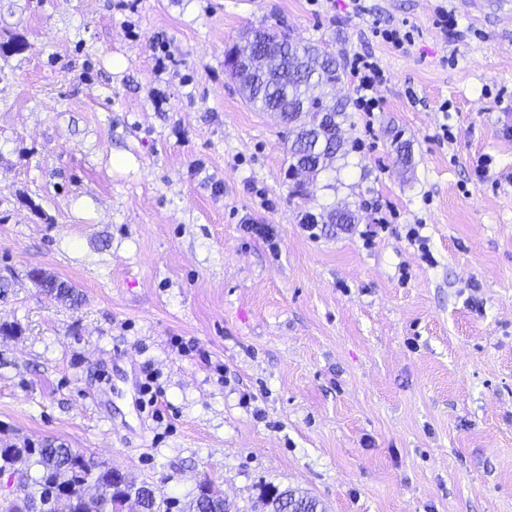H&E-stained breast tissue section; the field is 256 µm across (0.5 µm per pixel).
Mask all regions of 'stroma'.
Wrapping results in <instances>:
<instances>
[{"mask_svg":"<svg viewBox=\"0 0 512 512\" xmlns=\"http://www.w3.org/2000/svg\"><path fill=\"white\" fill-rule=\"evenodd\" d=\"M366 3L408 52L353 0H0V448L62 443L161 498L208 476L236 512L268 486L512 512V0ZM260 22L385 71L300 197L282 125L224 68ZM344 203L348 229L302 230ZM29 276L40 288L48 293H55L56 297L68 302L70 306L77 307L81 304L82 294L67 282L56 280L41 270H33Z\"/></svg>","mask_w":512,"mask_h":512,"instance_id":"obj_1","label":"stroma"}]
</instances>
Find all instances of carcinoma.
Segmentation results:
<instances>
[{
  "label": "carcinoma",
  "instance_id": "carcinoma-1",
  "mask_svg": "<svg viewBox=\"0 0 512 512\" xmlns=\"http://www.w3.org/2000/svg\"><path fill=\"white\" fill-rule=\"evenodd\" d=\"M264 24L251 26L243 36H254L259 47L255 55L263 58L259 69L241 84L247 103L263 112H276L284 126L288 142V174L306 170L315 179L336 170V161L346 158L349 150L342 137V125L350 118L349 103L336 98L333 89L344 76L336 53L323 44H303L294 40L288 28L280 29L281 39L264 42ZM355 216L347 206L333 207L316 224L347 226ZM30 278L43 290L77 307L82 294L72 285L56 280L43 271H31ZM38 466L32 478L33 492L23 503L3 500L0 512H30L34 494L49 503L56 496L57 478L76 487H95L91 497L79 496L66 506L67 512H229L224 492L211 479L199 483L190 499L177 497L157 500L152 486L137 476L115 473L63 444L45 443L27 449ZM266 512H318L319 502L305 492L277 487L269 489L262 500Z\"/></svg>",
  "mask_w": 512,
  "mask_h": 512
}]
</instances>
